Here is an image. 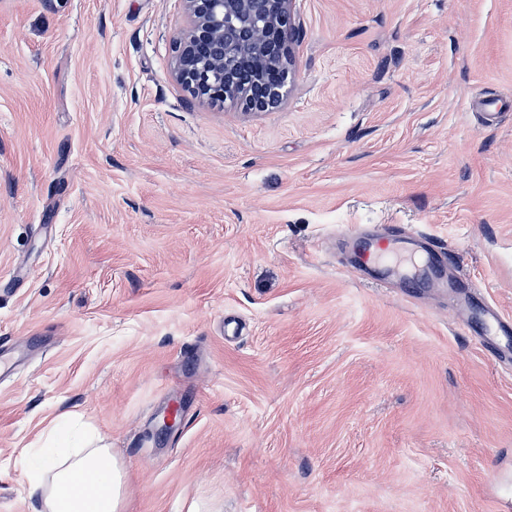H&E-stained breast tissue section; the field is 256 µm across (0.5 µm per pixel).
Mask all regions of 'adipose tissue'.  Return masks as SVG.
I'll return each mask as SVG.
<instances>
[{
	"label": "adipose tissue",
	"instance_id": "ef3b65f1",
	"mask_svg": "<svg viewBox=\"0 0 512 512\" xmlns=\"http://www.w3.org/2000/svg\"><path fill=\"white\" fill-rule=\"evenodd\" d=\"M24 474L40 493L41 512H124L123 467L110 449L83 444L68 416L55 420Z\"/></svg>",
	"mask_w": 512,
	"mask_h": 512
}]
</instances>
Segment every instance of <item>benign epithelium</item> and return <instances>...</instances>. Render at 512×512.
Masks as SVG:
<instances>
[{"label": "benign epithelium", "mask_w": 512, "mask_h": 512, "mask_svg": "<svg viewBox=\"0 0 512 512\" xmlns=\"http://www.w3.org/2000/svg\"><path fill=\"white\" fill-rule=\"evenodd\" d=\"M187 27L176 41L174 76L195 98L246 113L283 100L294 0H182Z\"/></svg>", "instance_id": "7a95c632"}]
</instances>
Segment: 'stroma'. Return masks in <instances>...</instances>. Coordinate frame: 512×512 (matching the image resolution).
<instances>
[{
  "mask_svg": "<svg viewBox=\"0 0 512 512\" xmlns=\"http://www.w3.org/2000/svg\"><path fill=\"white\" fill-rule=\"evenodd\" d=\"M295 12L252 115L173 79L182 0H0V512H40L64 414L125 512H512V353L476 328L512 319V0ZM420 232L444 278L355 253Z\"/></svg>",
  "mask_w": 512,
  "mask_h": 512,
  "instance_id": "stroma-1",
  "label": "stroma"
}]
</instances>
